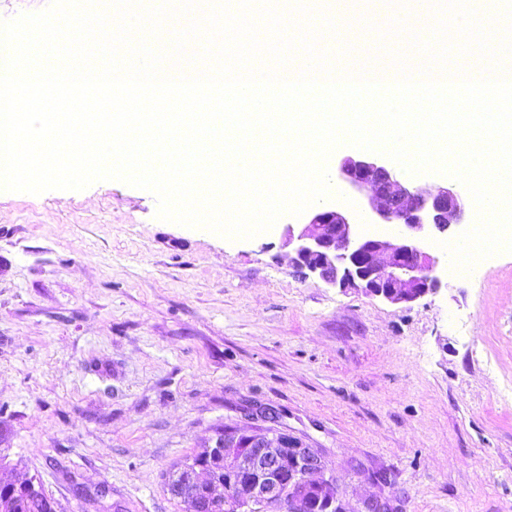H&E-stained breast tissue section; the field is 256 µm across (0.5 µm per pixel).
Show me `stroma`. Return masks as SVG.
<instances>
[{
    "label": "stroma",
    "mask_w": 512,
    "mask_h": 512,
    "mask_svg": "<svg viewBox=\"0 0 512 512\" xmlns=\"http://www.w3.org/2000/svg\"><path fill=\"white\" fill-rule=\"evenodd\" d=\"M354 152L313 208L394 235L340 177ZM156 212L118 180L0 196V481L60 512H184L166 473L261 405L324 450L348 512H512V252L391 305L295 272L283 228L307 215L230 240Z\"/></svg>",
    "instance_id": "stroma-1"
}]
</instances>
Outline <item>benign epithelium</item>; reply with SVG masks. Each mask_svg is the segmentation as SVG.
I'll return each mask as SVG.
<instances>
[{
	"mask_svg": "<svg viewBox=\"0 0 512 512\" xmlns=\"http://www.w3.org/2000/svg\"><path fill=\"white\" fill-rule=\"evenodd\" d=\"M340 173L352 187L367 190L370 213L400 226L398 234L363 236L342 211L323 209L306 224L286 225L292 265L326 285L355 288L392 305L437 293L440 259L427 242L463 225L461 192L452 186L411 189L380 156H349ZM261 417L263 426H233L209 438L207 455L187 462L189 479H210L211 497L224 512H346L321 449L282 429L275 410L266 408ZM357 512H397V505L372 495L360 500Z\"/></svg>",
	"mask_w": 512,
	"mask_h": 512,
	"instance_id": "benign-epithelium-1",
	"label": "benign epithelium"
}]
</instances>
